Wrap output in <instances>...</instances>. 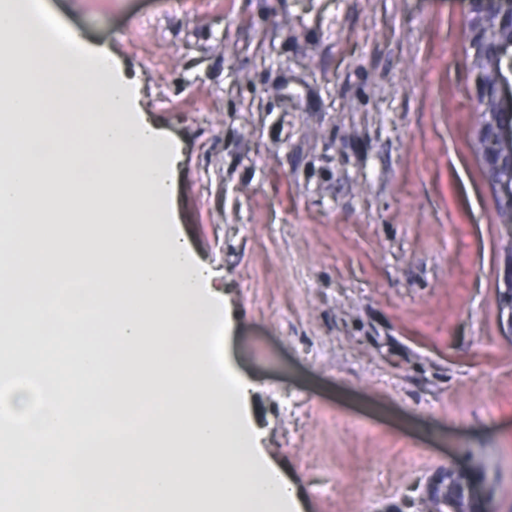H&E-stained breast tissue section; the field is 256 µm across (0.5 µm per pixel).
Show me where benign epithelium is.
Masks as SVG:
<instances>
[{
  "label": "benign epithelium",
  "mask_w": 512,
  "mask_h": 512,
  "mask_svg": "<svg viewBox=\"0 0 512 512\" xmlns=\"http://www.w3.org/2000/svg\"><path fill=\"white\" fill-rule=\"evenodd\" d=\"M466 24L474 35L473 65L483 93L478 141L496 207L512 209V80L503 66L512 65V0H469ZM474 482L463 499H448L450 512H479Z\"/></svg>",
  "instance_id": "1"
}]
</instances>
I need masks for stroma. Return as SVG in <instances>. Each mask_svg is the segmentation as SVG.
Returning a JSON list of instances; mask_svg holds the SVG:
<instances>
[{
	"label": "stroma",
	"mask_w": 512,
	"mask_h": 512,
	"mask_svg": "<svg viewBox=\"0 0 512 512\" xmlns=\"http://www.w3.org/2000/svg\"><path fill=\"white\" fill-rule=\"evenodd\" d=\"M48 2L181 150L178 227L224 271L248 411L309 512H412L446 468L512 512V224L468 0Z\"/></svg>",
	"instance_id": "obj_1"
}]
</instances>
